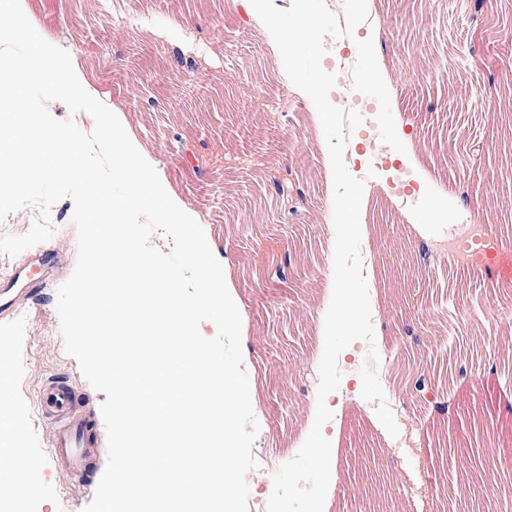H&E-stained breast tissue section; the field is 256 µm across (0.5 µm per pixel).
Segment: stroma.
I'll return each mask as SVG.
<instances>
[{
    "mask_svg": "<svg viewBox=\"0 0 512 512\" xmlns=\"http://www.w3.org/2000/svg\"><path fill=\"white\" fill-rule=\"evenodd\" d=\"M42 38L66 50L85 90L114 110L142 145L161 182L194 210L220 250L241 306L243 365L259 424L252 452L270 473L292 460L314 422L334 270L333 177L312 100L302 98L254 8L228 0H20ZM369 20L353 35L326 37L321 66L352 57L374 73L358 99L376 131L395 143L397 176L378 160L358 179L384 191L364 195L361 251L379 363L377 373L398 436L362 398L365 341L344 349L341 381L327 402L332 418L327 512H512V279L435 258L408 266L418 247L413 225L437 191L449 209L485 212L501 259L512 262V164L501 163L512 129V0H486L473 24L457 0H367ZM127 21L112 31L114 16ZM377 41L379 55L365 53ZM176 43L210 58L166 79L165 48ZM275 168L297 172L299 219L259 201ZM312 249L286 283L261 275L299 241ZM57 291L18 317L0 321V484L24 476L30 490L0 497V512H84L106 460L91 466L92 486L66 489L54 468L24 470L46 454L48 425L38 410L44 380L69 378L100 407L65 349ZM434 373L439 414L403 390V362Z\"/></svg>",
    "mask_w": 512,
    "mask_h": 512,
    "instance_id": "obj_1",
    "label": "stroma"
}]
</instances>
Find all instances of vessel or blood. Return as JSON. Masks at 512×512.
Here are the masks:
<instances>
[{
  "instance_id": "vessel-or-blood-1",
  "label": "vessel or blood",
  "mask_w": 512,
  "mask_h": 512,
  "mask_svg": "<svg viewBox=\"0 0 512 512\" xmlns=\"http://www.w3.org/2000/svg\"><path fill=\"white\" fill-rule=\"evenodd\" d=\"M64 252L60 248L35 249L33 257L10 271L0 273V285L12 287L18 280H25L28 288L25 294L15 297L10 305L0 310V319L14 317L29 303L41 297L43 291L54 284L49 269H64ZM39 405L50 421L49 447L50 462L56 463L62 482L73 489L86 486L85 472L98 455L102 443L94 431V416L87 411L73 386L65 380L48 379L42 386Z\"/></svg>"
}]
</instances>
